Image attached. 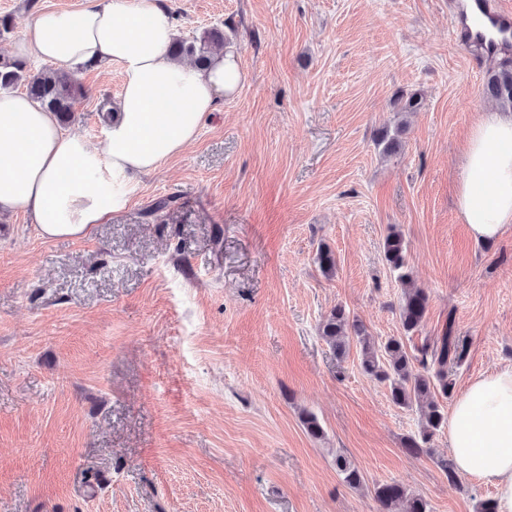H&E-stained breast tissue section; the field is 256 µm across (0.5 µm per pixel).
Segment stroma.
Wrapping results in <instances>:
<instances>
[{
    "label": "stroma",
    "mask_w": 512,
    "mask_h": 512,
    "mask_svg": "<svg viewBox=\"0 0 512 512\" xmlns=\"http://www.w3.org/2000/svg\"><path fill=\"white\" fill-rule=\"evenodd\" d=\"M83 3L0 0V54L40 11ZM164 6L179 36L223 28L245 78L84 238L46 240L30 213L0 212V512H378L373 489L391 481L430 512H478L496 490L449 486L447 429L408 453L419 411L318 325L340 304L374 338L401 335L403 289L420 288L422 335L450 322L468 339L455 393L512 366V233L475 243L456 208L468 132L497 109L482 84L498 57L453 38L448 0ZM122 81L85 71L67 131L103 148L99 103ZM401 91L423 108L396 111ZM387 131L392 156L376 146ZM393 229L404 285L383 253Z\"/></svg>",
    "instance_id": "1"
}]
</instances>
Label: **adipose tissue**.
<instances>
[{"mask_svg":"<svg viewBox=\"0 0 512 512\" xmlns=\"http://www.w3.org/2000/svg\"><path fill=\"white\" fill-rule=\"evenodd\" d=\"M175 36L161 0L41 11L13 45L14 57L76 76L112 65L123 84L101 150L65 132L24 93L0 92V210L31 213L46 239L85 237L128 207L136 176L192 145L244 74L232 50L214 53L204 67L173 59ZM457 209L475 241L512 231L511 113H485L471 127ZM448 443L458 472L492 484L497 512H512V367L472 379L454 399Z\"/></svg>","mask_w":512,"mask_h":512,"instance_id":"1","label":"adipose tissue"}]
</instances>
